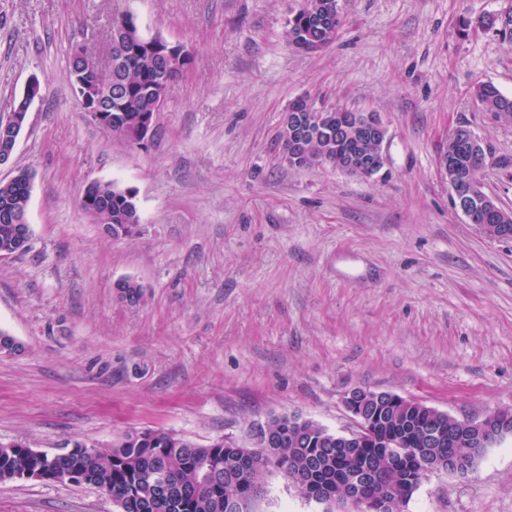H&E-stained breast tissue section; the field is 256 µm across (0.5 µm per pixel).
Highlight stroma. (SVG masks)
I'll use <instances>...</instances> for the list:
<instances>
[{
    "instance_id": "obj_1",
    "label": "stroma",
    "mask_w": 512,
    "mask_h": 512,
    "mask_svg": "<svg viewBox=\"0 0 512 512\" xmlns=\"http://www.w3.org/2000/svg\"><path fill=\"white\" fill-rule=\"evenodd\" d=\"M303 0H0V114L30 76L41 96L10 167L33 176L30 249L0 259V443L52 451L164 430L252 444L274 416L353 426L344 398L389 391L458 419L512 411V240L452 200L439 158L456 127L485 149L483 191L512 211V42L463 33L512 0H339L336 39L288 43ZM184 46L147 145L93 123L73 49L108 51L112 14ZM299 97L376 113L384 164L369 177L289 167L278 137ZM134 189L137 235L115 240L79 206L91 181ZM137 279L147 301L118 300ZM253 512H321L264 475ZM0 512H119L82 484L0 483ZM405 512H512V436L461 478L432 474ZM475 96L487 112L504 116L512 115V96L503 94L493 84H480L476 88ZM115 292L119 301L137 306L145 302L143 285L134 278H122L115 285Z\"/></svg>"
}]
</instances>
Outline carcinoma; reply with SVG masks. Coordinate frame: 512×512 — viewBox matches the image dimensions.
<instances>
[{
  "label": "carcinoma",
  "mask_w": 512,
  "mask_h": 512,
  "mask_svg": "<svg viewBox=\"0 0 512 512\" xmlns=\"http://www.w3.org/2000/svg\"><path fill=\"white\" fill-rule=\"evenodd\" d=\"M494 28L498 35L512 41V11L508 20L502 15L477 19ZM293 47L314 52L331 43L341 26L338 0H304L288 20ZM167 40L159 35L148 37L141 31L135 15L122 10L113 13L108 32V49L112 68L87 71L82 68L78 51L70 57L73 90L81 91L90 103L112 113V138L134 145L143 131L155 122L165 95L167 83L180 76L191 63V57L177 47L169 52ZM475 96L483 108L497 115H512V96L496 86L483 83ZM370 145L350 133L336 138V124L315 126L300 138L298 168L319 165L337 166L349 152H364ZM460 169L475 172L486 163L483 147L471 153H460ZM30 174L20 171L12 180H0V255L8 258L26 253L30 248L32 228L28 224L31 197ZM84 194L108 196V201L95 208L80 204L81 209L101 227L104 234L122 239L136 234L140 213L136 192L114 182L94 181ZM475 224H512V214L497 207L479 211ZM119 301L137 306L145 302L143 285L134 278H122L115 285ZM450 420L436 415L421 402L398 407L384 413L374 426L377 437L401 434L406 446L388 451L386 448H338L336 435L312 423H299L286 417L271 418L273 447L258 451L239 447L226 440L200 445L164 431L126 434L110 448H97L77 442L63 452L37 453L23 441L0 444V482L12 481L25 473L42 468L51 472L54 482L67 483L77 475L75 483L94 486L112 497L120 512H223L226 498L251 499L253 485L259 476L288 471L306 473L310 484L331 493L341 492L336 475L353 473L372 467L373 481L367 493L386 499L394 494L397 483L408 488L401 507H406L420 487L421 455L431 453L443 464L470 473L485 455L488 446L453 448L446 441L437 448H424L423 430L432 428L448 432ZM217 460L224 480L209 485L199 478V471L211 460ZM171 483L168 491L158 488L160 477Z\"/></svg>",
  "instance_id": "cac0c4a2"
}]
</instances>
